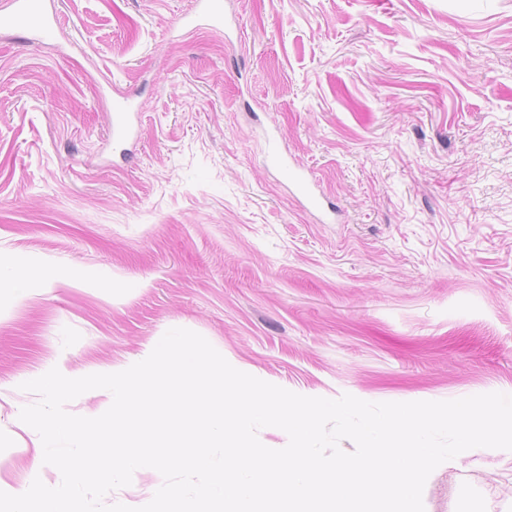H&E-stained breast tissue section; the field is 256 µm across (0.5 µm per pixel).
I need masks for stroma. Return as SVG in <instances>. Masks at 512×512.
Here are the masks:
<instances>
[{"mask_svg": "<svg viewBox=\"0 0 512 512\" xmlns=\"http://www.w3.org/2000/svg\"><path fill=\"white\" fill-rule=\"evenodd\" d=\"M0 0V261L53 271L0 315V476L31 471L29 375H86L172 327L304 396L512 390V0ZM139 105L125 148L112 100ZM336 206L319 223L269 143ZM152 468L105 504L151 500ZM425 512H507L512 451L438 466ZM12 16L24 31L32 32L40 42L55 39L57 33L55 15L46 12L41 0H14ZM197 15L185 21L184 28H196L202 23L220 27L224 23V3L222 0H199Z\"/></svg>", "mask_w": 512, "mask_h": 512, "instance_id": "stroma-1", "label": "stroma"}]
</instances>
